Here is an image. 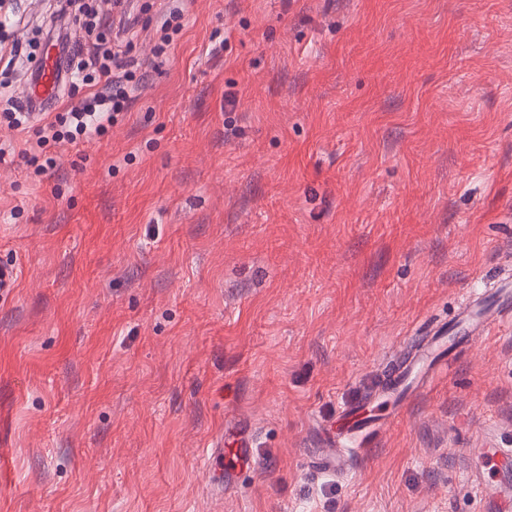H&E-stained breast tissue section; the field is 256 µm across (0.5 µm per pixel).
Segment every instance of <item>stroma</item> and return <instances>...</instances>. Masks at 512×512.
I'll use <instances>...</instances> for the list:
<instances>
[{"mask_svg":"<svg viewBox=\"0 0 512 512\" xmlns=\"http://www.w3.org/2000/svg\"><path fill=\"white\" fill-rule=\"evenodd\" d=\"M11 2L0 92L51 32L148 77L40 179V119L0 122V512H490L470 451L512 446V321L404 403L380 386L512 280V0ZM353 405L387 426L316 469ZM232 456L235 465L250 468L254 464L253 437L250 429L244 422H237L232 425Z\"/></svg>","mask_w":512,"mask_h":512,"instance_id":"obj_1","label":"stroma"}]
</instances>
